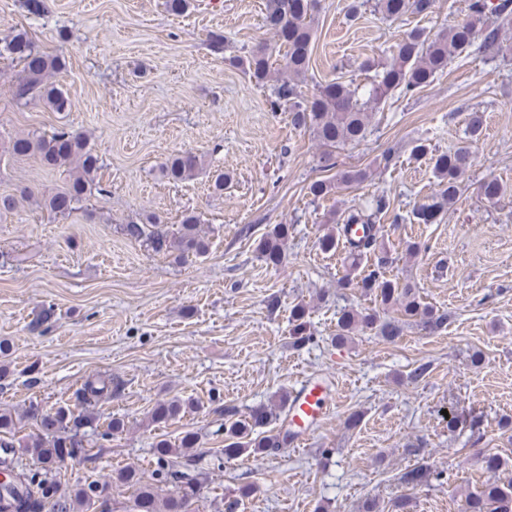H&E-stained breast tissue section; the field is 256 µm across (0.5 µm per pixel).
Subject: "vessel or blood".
Returning <instances> with one entry per match:
<instances>
[{"instance_id": "vessel-or-blood-1", "label": "vessel or blood", "mask_w": 512, "mask_h": 512, "mask_svg": "<svg viewBox=\"0 0 512 512\" xmlns=\"http://www.w3.org/2000/svg\"><path fill=\"white\" fill-rule=\"evenodd\" d=\"M334 409V396L330 380L308 378L292 392L283 426L288 429L289 446L299 447L306 434L314 430Z\"/></svg>"}]
</instances>
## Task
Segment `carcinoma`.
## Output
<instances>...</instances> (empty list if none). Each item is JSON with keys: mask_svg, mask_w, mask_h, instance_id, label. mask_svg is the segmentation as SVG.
I'll return each mask as SVG.
<instances>
[{"mask_svg": "<svg viewBox=\"0 0 512 512\" xmlns=\"http://www.w3.org/2000/svg\"><path fill=\"white\" fill-rule=\"evenodd\" d=\"M320 0H265L263 25L276 39L274 46L262 44L253 49L244 60L232 62L246 65L248 73L258 83L270 87V110L283 108L290 112L291 124L313 134L323 151L322 167H335L333 150L340 145L363 140L368 133L371 112L380 108L392 92L398 90L407 95L429 86L436 76L448 68V61L465 52L474 44L494 55L512 53V44L502 35V28L487 24V15L504 21L512 19V0H470L467 19L454 23L439 33L429 36L420 29L407 33L398 43L392 60L377 64L369 59L361 63L365 70H375L368 91L361 95L350 85L339 81L320 86L317 92L306 98L301 89L309 70L310 46L313 25L318 14ZM434 0H374V10L388 19L397 20L411 13L424 15L432 12ZM281 57L279 67H273V55ZM6 56L20 66L14 98L21 102L42 100L54 112H68L72 101L69 96L48 79L67 68L62 54L50 55L38 49L27 32H18L4 42L0 57ZM0 152L13 157L36 154L45 166L71 169L69 183L50 196L46 207L55 216L69 218L74 212L86 209L94 194L102 193L97 181L99 158L88 146L85 135L61 128L49 135L16 137L0 143ZM433 171L439 190L431 199L414 206L412 216L419 224H432L444 212L459 191V181L471 166L470 147H459L448 153L432 157ZM202 157L192 152H177L164 165L162 175L173 182L193 179L203 169ZM365 170H348L336 174V180H315L308 193L320 199L329 195L335 186L349 185L366 180ZM480 194L489 203H496L506 194V188L496 178H488L480 185ZM390 201L379 196L373 200L370 210L353 208L343 218L347 239L327 233L319 238V248L326 252L336 251L344 245L351 265L363 266L360 276H345L339 281L342 288L360 290L373 295L384 305L399 308V318L382 320L365 309L344 307L337 318L335 340L344 344L349 335L357 330H375L387 342H393L404 333L407 323L412 322L428 334L442 331L448 316L437 313L421 303L415 285L399 282L387 276L388 257L378 243L380 227L378 216L388 212ZM200 214L190 211L182 215L174 230L165 224H144L129 221L122 225L123 234L143 243L155 253H174L185 260L202 256L209 249V242L200 230ZM362 229V235L350 233L352 226ZM290 225H273L258 241V257L268 266L276 268L287 259L286 242ZM365 259L371 263L362 265ZM289 336L291 345L300 349L312 340L308 309L303 304L291 308ZM112 392V378L99 375L86 380L76 392L80 410L68 405L44 411L36 404H29L22 417L39 422L42 437L27 447L37 466L24 469L15 459V444L9 438L17 425L10 412H0V472L16 474L14 481L0 484V512H105L101 498L96 493L98 482L92 481L72 490L62 488L53 475L68 458L81 453L89 434L107 440L124 430V422L114 418L99 429L98 403ZM190 402L172 400L158 403L151 412V421L166 423L178 416ZM276 406L261 404L248 415L237 417L232 407L224 409L229 423L224 425V457L233 459L244 454H263L285 447L274 431L265 427L276 417ZM198 436L187 431L176 444L161 440L154 447L156 473L171 479L175 490L161 497L150 486L140 485L136 470L125 468L118 473L119 481L139 486L134 512H187L189 501L196 496L200 480L195 474L193 449ZM183 459L182 469L170 470V459ZM431 470L417 465L405 470L399 481L415 490L428 483ZM458 512H512V479L504 482L488 479L461 499Z\"/></svg>", "mask_w": 512, "mask_h": 512, "instance_id": "obj_1", "label": "carcinoma"}]
</instances>
